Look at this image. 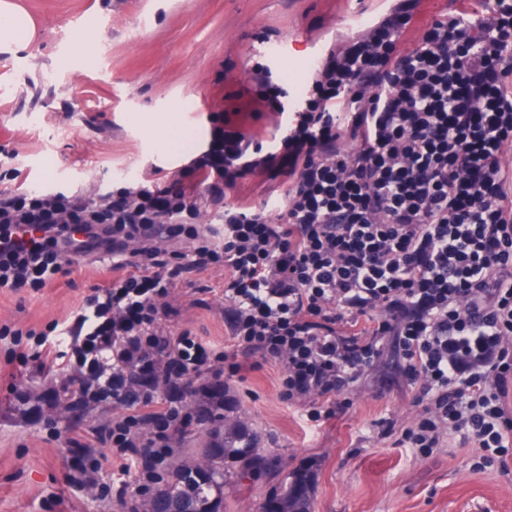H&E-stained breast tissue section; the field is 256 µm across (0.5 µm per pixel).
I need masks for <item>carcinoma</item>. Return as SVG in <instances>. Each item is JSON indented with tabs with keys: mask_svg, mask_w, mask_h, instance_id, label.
Masks as SVG:
<instances>
[{
	"mask_svg": "<svg viewBox=\"0 0 512 512\" xmlns=\"http://www.w3.org/2000/svg\"><path fill=\"white\" fill-rule=\"evenodd\" d=\"M254 456L250 435L236 432L224 441V448L209 453L208 473L186 469L165 493L154 498L159 512H224L222 490L238 477L236 464L248 463ZM265 512H309V492L301 478L276 490L264 505Z\"/></svg>",
	"mask_w": 512,
	"mask_h": 512,
	"instance_id": "carcinoma-1",
	"label": "carcinoma"
}]
</instances>
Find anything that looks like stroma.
Masks as SVG:
<instances>
[{"label":"stroma","mask_w":512,"mask_h":512,"mask_svg":"<svg viewBox=\"0 0 512 512\" xmlns=\"http://www.w3.org/2000/svg\"><path fill=\"white\" fill-rule=\"evenodd\" d=\"M35 32L23 48H0V188H31L93 199L121 186L162 184L210 150L218 127L273 146L283 128L264 88L309 94L301 69L334 43L340 14L384 12L389 0H18ZM282 46L280 73L263 50ZM182 132L171 148L158 137ZM285 178L254 174L232 199L276 206ZM91 257L71 285L19 297L0 293V329L50 330L106 277ZM223 269L184 274L170 290L180 327L231 347ZM201 289L202 304L190 302ZM279 371L265 365L233 383L225 423L187 435L179 458L196 464L214 431L235 423L250 434L259 469L224 489V512H262L269 492L300 473L309 512H512V467L482 464L481 452L444 435L421 453L397 445L418 413L396 354L386 351L348 396L346 410L314 424L278 397ZM35 362L20 363L0 340V512H122L103 498L117 466L96 449L99 484L76 492L65 481L66 418L38 413Z\"/></svg>","instance_id":"stroma-1"}]
</instances>
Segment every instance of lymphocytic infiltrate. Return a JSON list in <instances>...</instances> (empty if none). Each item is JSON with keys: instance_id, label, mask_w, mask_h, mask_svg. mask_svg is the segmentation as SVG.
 Listing matches in <instances>:
<instances>
[{"instance_id": "1", "label": "lymphocytic infiltrate", "mask_w": 512, "mask_h": 512, "mask_svg": "<svg viewBox=\"0 0 512 512\" xmlns=\"http://www.w3.org/2000/svg\"><path fill=\"white\" fill-rule=\"evenodd\" d=\"M417 6L396 0L328 49L276 150L224 129L177 179L101 204L0 192L1 291L40 290L88 255L123 272L33 346L13 335L21 360L66 373L46 401L120 409L69 437L72 487L96 484L93 451L111 449L106 492L138 512L245 369L277 367L280 400L319 422L388 344L422 407L399 445L426 453L451 432L488 462L512 451V0H460L419 26ZM256 172L287 178L276 211L228 201ZM218 204L219 235L197 221ZM212 267L229 351L171 330L174 280Z\"/></svg>"}]
</instances>
